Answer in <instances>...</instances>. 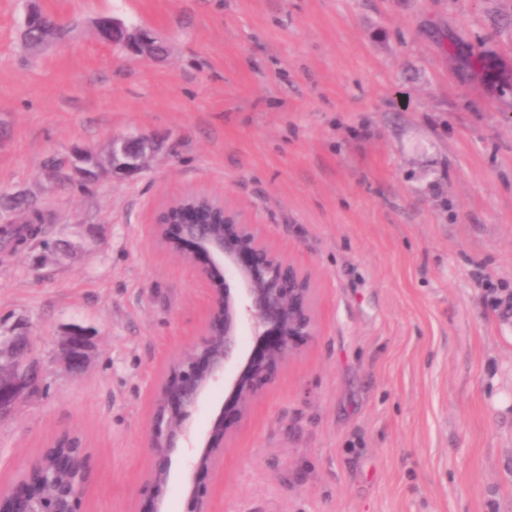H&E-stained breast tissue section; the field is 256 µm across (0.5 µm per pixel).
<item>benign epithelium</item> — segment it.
Segmentation results:
<instances>
[{
    "label": "benign epithelium",
    "mask_w": 512,
    "mask_h": 512,
    "mask_svg": "<svg viewBox=\"0 0 512 512\" xmlns=\"http://www.w3.org/2000/svg\"><path fill=\"white\" fill-rule=\"evenodd\" d=\"M62 22L30 12L23 36L36 46H49L63 30ZM94 28L99 41L120 43L127 56L158 62L167 52L152 29L128 25L115 16H100ZM157 147L144 135L112 140L105 156L90 149L63 155L72 176L92 181L102 175L128 177L142 171ZM148 233L162 251L185 259L197 255L206 262L196 275L211 291V305L197 339L168 364L154 393V411L148 440L151 466L145 488L151 512H165V497L172 476V456L178 443L188 438V419L214 385L242 365L229 383L228 405L232 417L224 418L209 432L200 453L191 457L183 476L191 501L190 512H211L206 495L194 482V474L218 470L224 464V440L248 414L261 388L293 356L300 344L316 335L313 308L315 292L310 275L270 245L245 212L204 189L185 191L159 202L153 209ZM249 330L255 346L245 350L241 336ZM0 347L8 349L14 370L0 371V419L11 416L18 405L39 386L40 360L28 331L22 327L0 331ZM90 338L80 328L68 330L62 356L73 370L86 363ZM69 435L53 444L54 464L49 480L78 476L50 501L46 512H77L88 480L82 452L69 449ZM46 480L20 479L0 493V512H29L26 504L42 498Z\"/></svg>",
    "instance_id": "benign-epithelium-1"
}]
</instances>
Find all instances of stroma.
I'll use <instances>...</instances> for the list:
<instances>
[{
    "label": "stroma",
    "instance_id": "obj_1",
    "mask_svg": "<svg viewBox=\"0 0 512 512\" xmlns=\"http://www.w3.org/2000/svg\"><path fill=\"white\" fill-rule=\"evenodd\" d=\"M33 7L65 24L42 50ZM102 14L166 59L102 44ZM127 134L163 141L140 174L46 179L47 157ZM190 189L316 285L317 336L199 477L213 512H512V0H0V198L51 216L0 246V326L42 362L0 420V492L70 432L79 512L145 508L154 391L210 304L147 227ZM94 28L101 43L122 44L129 58L158 62L166 55V45L148 27L128 25L115 16L102 15L96 19ZM90 347L88 333L75 327L67 332L61 348L62 356L71 369L79 370L87 361Z\"/></svg>",
    "mask_w": 512,
    "mask_h": 512
}]
</instances>
